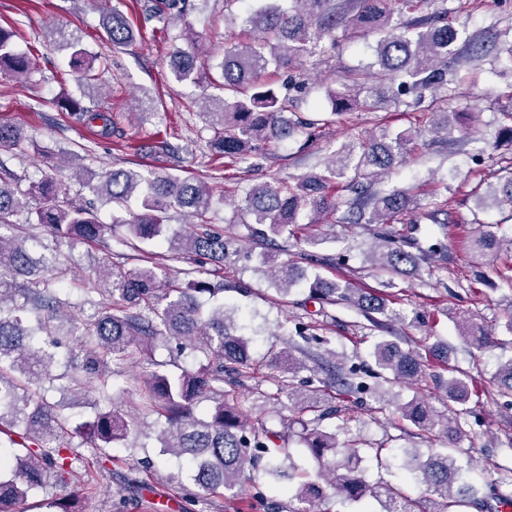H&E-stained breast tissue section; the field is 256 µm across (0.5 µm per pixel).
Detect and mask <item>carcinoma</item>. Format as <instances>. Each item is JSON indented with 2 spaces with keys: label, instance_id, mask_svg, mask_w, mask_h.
Masks as SVG:
<instances>
[{
  "label": "carcinoma",
  "instance_id": "1",
  "mask_svg": "<svg viewBox=\"0 0 512 512\" xmlns=\"http://www.w3.org/2000/svg\"><path fill=\"white\" fill-rule=\"evenodd\" d=\"M421 2L264 0L245 15V33L224 45L216 76L196 64L200 40L189 17L198 10V0H150L144 12L159 23L183 24L180 38L186 47L175 48L171 55L175 80L223 91L221 95H202L208 102L205 116L211 131V154L227 165L247 164L258 169L270 144L299 133L309 141L319 129L333 123L335 116L398 108L404 104L401 96L405 94L414 95L416 107L424 104L428 112H442L441 90L448 87V55L456 31L448 24L445 7L428 18H403L419 9ZM101 27L114 46L136 41L135 28L116 5L101 13ZM338 29L346 36L360 30L380 33L374 49L376 61L349 71L340 87L328 91L329 117H289L296 100L279 94L263 75L285 58L319 52L326 37L336 45ZM57 35L70 50L69 68L79 86L91 84L95 76L91 75L88 50L71 34L59 31ZM14 37L12 29L0 26V68L17 77L26 76L32 70V60L16 51ZM60 108L87 124L100 120L105 133L111 132L109 119L101 112L89 111L78 99L68 96ZM411 141L404 133L392 137L384 132L357 148L333 153L319 174L306 173L275 186L255 185L235 204L240 223L254 225V235L271 242L298 223L303 213L311 224H320L324 215L336 213V194L342 189L354 194L343 202L346 224H389L400 216L413 215L420 202L411 193L373 189L406 154ZM22 143L19 130L0 121V147L16 149ZM496 177L490 190L482 193L476 189L472 194L471 223L479 226L472 249L479 256L504 241L512 251V237L504 240L498 235L505 223L512 221V166ZM86 185L94 195L117 207H125L133 199L139 203V210L124 222L130 237L139 241L161 237L171 211L189 217L192 230L182 237L173 236L169 252L177 260L191 259L194 267L184 270V280L179 281L155 267L126 271L108 264L97 287L87 289L85 303L94 313L83 319L62 316L67 302L49 283L63 281L67 267L49 264L44 255L33 257L25 236H7L3 230L17 228L13 217L38 196L50 203L35 210L36 223L55 239L98 242L107 225L94 204L59 200V186L53 178L46 176L23 191L14 173L0 163V449H13L6 463L10 472L0 473V512H21L20 505L30 492L46 486L49 474L66 484L84 473L88 490L112 475L107 467L110 450L128 437L129 422L126 414L112 406L118 372L110 370V363L126 360L135 348L153 366L139 388L140 405L159 425V453L189 465L195 503L225 496L240 485L246 473L259 469L275 479L286 472L288 479L297 480L296 505L288 506V512H318V505L330 495L374 501L379 512H466L480 507L486 498L498 503L508 499L512 468L501 469L497 478L477 487L466 481L452 454L434 452L424 459L416 448H360L356 439L339 443L338 435L351 431L352 417L346 415L342 402L355 391L354 382L333 372L319 380L317 369L307 368L292 351L285 350L280 354L279 373L265 376L275 390L259 388L257 394L276 407L281 404V393L289 390L291 421L300 426L294 436L308 450L316 469L309 471L297 464L288 448L294 436L265 421L251 423L241 403L240 388L255 378L256 364L250 353L251 340L241 332L238 309L222 304L207 307L201 301L203 296L213 298L224 291L223 282L209 278L207 266L224 264L239 242L209 223L213 190L192 178L125 168L104 173L96 184L89 179ZM493 210L507 216L488 224L482 216ZM280 253L281 246L274 245L262 263L274 274L277 291L287 295L301 277L293 264L279 261ZM434 254V248L416 256L401 247H390L376 259L375 268L390 277L412 274ZM19 277L27 279V284L17 285ZM308 284L310 297L356 308L374 330L402 318L385 293H368L349 282L326 280L318 273ZM64 338L74 340L75 347L67 354L65 371L55 374L56 349ZM172 339L180 341L178 353L187 351L199 358L195 370L172 372L166 362L155 359V352L167 348ZM433 352L448 372L446 379L438 376L445 390L444 410L414 398L398 407L399 417L427 442L444 438L454 444L464 435L465 405L483 388L473 377L448 367V358L439 347H433ZM372 356L379 368L377 378L389 386L418 385L426 378L428 364L419 352L402 349L397 340H378ZM305 368L310 372L306 380L309 390L302 393L296 390L295 378ZM56 381L76 395L93 385L107 406L96 407L92 419L75 424L65 413V405L31 392L32 385L46 382L52 386ZM493 382L498 395L512 405V359L499 368ZM119 391L123 393L125 388ZM203 400L211 406L201 418L195 408ZM333 419L339 423L329 431L323 423ZM77 437L81 439L78 444L74 443ZM386 453L408 480L423 487L421 494L415 497L395 482L365 480L361 470L365 457L380 463ZM82 498V493L73 491L44 498L39 506L45 512H83Z\"/></svg>",
  "mask_w": 512,
  "mask_h": 512
}]
</instances>
